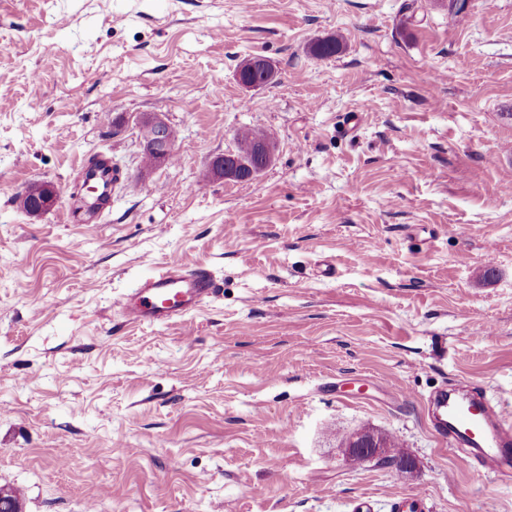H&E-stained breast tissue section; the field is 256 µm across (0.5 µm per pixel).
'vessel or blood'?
I'll return each instance as SVG.
<instances>
[{"instance_id":"vessel-or-blood-1","label":"vessel or blood","mask_w":512,"mask_h":512,"mask_svg":"<svg viewBox=\"0 0 512 512\" xmlns=\"http://www.w3.org/2000/svg\"><path fill=\"white\" fill-rule=\"evenodd\" d=\"M119 180L109 155H99L97 163L86 164L82 181L96 184L97 190L86 196L84 205L66 209L67 223L96 222L111 208L112 189ZM219 291L208 268H189L173 261L123 295L118 307L126 321L133 324H175ZM507 404L504 397L492 400L476 395L461 400L443 391L433 401L431 423L435 431L450 436L456 444L484 449L490 471L499 473L512 465V420L505 414Z\"/></svg>"}]
</instances>
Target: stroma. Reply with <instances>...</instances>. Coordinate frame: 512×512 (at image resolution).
<instances>
[{
    "instance_id": "obj_1",
    "label": "stroma",
    "mask_w": 512,
    "mask_h": 512,
    "mask_svg": "<svg viewBox=\"0 0 512 512\" xmlns=\"http://www.w3.org/2000/svg\"><path fill=\"white\" fill-rule=\"evenodd\" d=\"M252 55L276 67L259 90ZM153 114L175 161L148 168ZM257 128L272 164L212 178ZM100 152L111 211L63 223ZM34 182L59 194L40 216ZM174 260L219 295L126 322ZM459 379L512 393V0H0V485L22 512H512V480L426 415ZM363 430L414 469L349 462ZM136 128L142 150L152 156V166L168 163L175 151V143L170 137L171 125L168 121L159 115L146 116L137 120ZM145 131L148 134L144 138L142 133ZM42 186L43 192L40 197H30L28 189L22 190L18 195V202L33 216H39L49 211L58 200V192L56 188L49 183H39Z\"/></svg>"
}]
</instances>
